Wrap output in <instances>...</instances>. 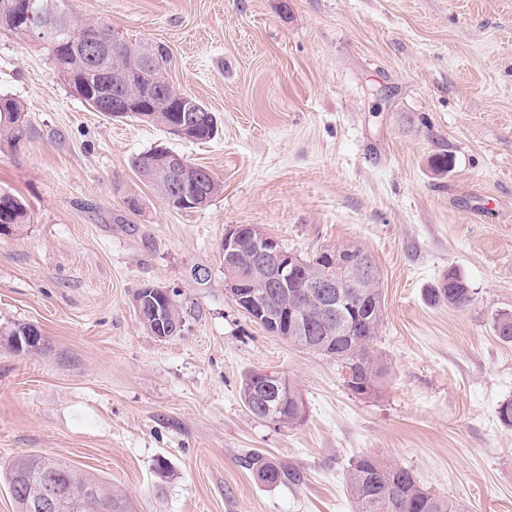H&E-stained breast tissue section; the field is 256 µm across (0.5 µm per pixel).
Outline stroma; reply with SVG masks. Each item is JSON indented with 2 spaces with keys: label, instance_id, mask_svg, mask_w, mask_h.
<instances>
[{
  "label": "stroma",
  "instance_id": "stroma-1",
  "mask_svg": "<svg viewBox=\"0 0 512 512\" xmlns=\"http://www.w3.org/2000/svg\"><path fill=\"white\" fill-rule=\"evenodd\" d=\"M86 21L167 45L170 80L213 112L192 142L114 120L74 96L44 45L0 33V97L40 135L0 147V192L30 220L0 235V326L31 323L41 356L0 339V512L22 454L109 482L132 512H352L345 476L369 453L414 471L466 512H512V0H71ZM163 146L224 189L169 208L132 167ZM448 157L447 168L437 166ZM141 210H126L124 196ZM257 224L308 256L358 245L385 295L373 342L388 375L346 389L335 360L251 322L224 288L219 245ZM211 269L194 283L195 265ZM464 310L423 298L448 268ZM145 283L177 291L176 336L147 334L132 304ZM294 381L296 426L254 419L249 372ZM259 451L298 482L266 485ZM168 465L167 476L156 471Z\"/></svg>",
  "mask_w": 512,
  "mask_h": 512
}]
</instances>
